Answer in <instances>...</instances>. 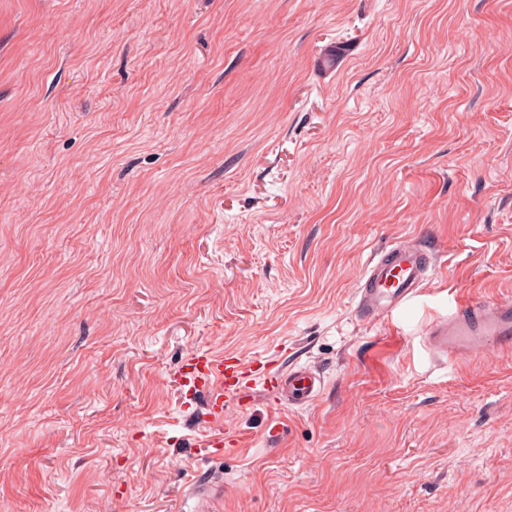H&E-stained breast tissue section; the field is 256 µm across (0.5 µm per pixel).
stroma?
<instances>
[{
    "mask_svg": "<svg viewBox=\"0 0 512 512\" xmlns=\"http://www.w3.org/2000/svg\"><path fill=\"white\" fill-rule=\"evenodd\" d=\"M453 296L512 297V0H0V512H512V355L421 341ZM225 352L325 388L213 464L179 378ZM435 268L434 253L414 240H404L367 263L358 288L357 308L376 321L420 296ZM187 497L192 501L188 512H218L224 500V486L216 481H195L190 484Z\"/></svg>",
    "mask_w": 512,
    "mask_h": 512,
    "instance_id": "1",
    "label": "stroma"
}]
</instances>
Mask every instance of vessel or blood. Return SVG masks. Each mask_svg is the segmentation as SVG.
<instances>
[{"mask_svg":"<svg viewBox=\"0 0 512 512\" xmlns=\"http://www.w3.org/2000/svg\"><path fill=\"white\" fill-rule=\"evenodd\" d=\"M434 268L433 252L412 240L376 254L367 263L358 288V310L367 320L382 318L420 296ZM490 343L498 351H512V298L456 299L447 313L437 315L423 333L425 348L451 362L480 352ZM258 378L275 402L300 408L315 403L324 385L320 370L312 365L283 370L236 354L195 355L184 364L183 389L189 393L204 389L211 392L208 411L215 426L201 442L207 458L220 459L239 446V439L222 426L223 406L249 405L252 383ZM187 497L192 502L191 512H219L224 486L215 481H196L190 484Z\"/></svg>","mask_w":512,"mask_h":512,"instance_id":"1","label":"vessel or blood"}]
</instances>
